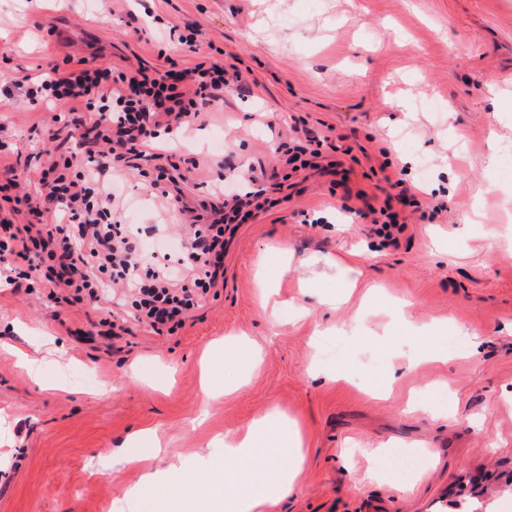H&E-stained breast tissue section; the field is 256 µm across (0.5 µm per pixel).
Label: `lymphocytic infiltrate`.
I'll return each instance as SVG.
<instances>
[{
  "label": "lymphocytic infiltrate",
  "mask_w": 512,
  "mask_h": 512,
  "mask_svg": "<svg viewBox=\"0 0 512 512\" xmlns=\"http://www.w3.org/2000/svg\"><path fill=\"white\" fill-rule=\"evenodd\" d=\"M223 62L196 64L165 73H113L82 63L21 80L25 98L48 111L66 109L63 128L77 138L80 155H48L33 190L17 178L1 188L0 274L8 285L35 284L56 290L60 302L99 301L121 290L131 299L136 321L156 334L174 332L210 289L224 281V234L249 219L252 201L265 190L255 180L216 186L212 220L193 225L184 245V268L175 271L145 253L116 220L118 208L107 173L132 155L155 161L153 142L161 127L190 125L197 106L223 97L238 82ZM107 151H100L98 143ZM28 223H14L17 214Z\"/></svg>",
  "instance_id": "obj_1"
}]
</instances>
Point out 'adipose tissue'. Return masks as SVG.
Listing matches in <instances>:
<instances>
[{"mask_svg": "<svg viewBox=\"0 0 512 512\" xmlns=\"http://www.w3.org/2000/svg\"><path fill=\"white\" fill-rule=\"evenodd\" d=\"M304 461L298 430L275 410L254 419L245 429L224 436L223 459H210L209 490H202L187 475L181 460H170L163 476L169 479L167 496L154 491L155 481L141 480L128 494L130 512H269L277 500L291 489L292 469L281 466L284 458ZM240 461L242 467L229 471L227 462ZM235 491L224 495V485Z\"/></svg>", "mask_w": 512, "mask_h": 512, "instance_id": "obj_1", "label": "adipose tissue"}]
</instances>
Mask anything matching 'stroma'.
I'll return each instance as SVG.
<instances>
[{"mask_svg":"<svg viewBox=\"0 0 512 512\" xmlns=\"http://www.w3.org/2000/svg\"><path fill=\"white\" fill-rule=\"evenodd\" d=\"M172 25L195 27L196 48L170 41ZM173 58L244 80L175 138L180 206L244 174L267 201L229 239L223 287L171 334L130 318L110 342L99 311L0 283V512H118L170 457L205 477L224 433L273 408L305 462L271 512H512V261L486 250L491 230L512 248V0H0V87L66 60L162 73ZM0 124L2 183L56 126L19 93L0 95ZM309 133L324 140L316 167L288 163ZM152 170L131 161L112 190L121 222L173 265L186 223L150 195ZM405 190L416 204L397 245L336 219ZM454 324L474 348L426 361ZM229 335L261 360L211 398L204 360H223ZM338 365V381L313 372ZM144 434L160 455L101 475ZM381 446L425 454L404 475Z\"/></svg>","mask_w":512,"mask_h":512,"instance_id":"obj_1","label":"stroma"}]
</instances>
